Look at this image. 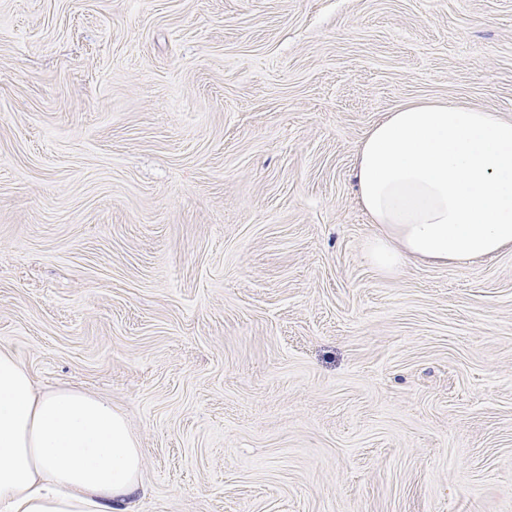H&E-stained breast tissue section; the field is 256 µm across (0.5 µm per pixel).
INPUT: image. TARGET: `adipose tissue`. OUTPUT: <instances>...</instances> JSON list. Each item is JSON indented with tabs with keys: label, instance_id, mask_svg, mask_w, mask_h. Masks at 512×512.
Returning a JSON list of instances; mask_svg holds the SVG:
<instances>
[{
	"label": "adipose tissue",
	"instance_id": "ef3b65f1",
	"mask_svg": "<svg viewBox=\"0 0 512 512\" xmlns=\"http://www.w3.org/2000/svg\"><path fill=\"white\" fill-rule=\"evenodd\" d=\"M360 205L380 272L512 249V119L445 100L400 105L364 135ZM144 452L124 415L77 388L39 391L0 351V512H128Z\"/></svg>",
	"mask_w": 512,
	"mask_h": 512
}]
</instances>
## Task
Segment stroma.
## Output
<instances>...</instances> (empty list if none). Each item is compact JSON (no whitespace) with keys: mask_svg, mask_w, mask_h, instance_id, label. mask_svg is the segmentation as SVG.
I'll use <instances>...</instances> for the list:
<instances>
[{"mask_svg":"<svg viewBox=\"0 0 512 512\" xmlns=\"http://www.w3.org/2000/svg\"><path fill=\"white\" fill-rule=\"evenodd\" d=\"M420 99L512 118V0H0V351L125 416L135 512H512V252L363 257Z\"/></svg>","mask_w":512,"mask_h":512,"instance_id":"1","label":"stroma"}]
</instances>
